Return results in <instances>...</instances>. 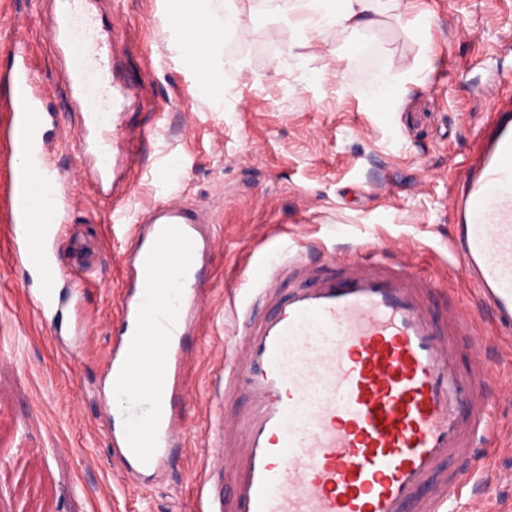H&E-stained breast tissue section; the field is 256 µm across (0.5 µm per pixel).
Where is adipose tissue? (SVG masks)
Instances as JSON below:
<instances>
[{
  "label": "adipose tissue",
  "instance_id": "1",
  "mask_svg": "<svg viewBox=\"0 0 512 512\" xmlns=\"http://www.w3.org/2000/svg\"><path fill=\"white\" fill-rule=\"evenodd\" d=\"M404 0H307L305 9L289 17L288 24L299 34L322 33L328 30H351L375 27L388 18H400ZM171 20L193 14L195 25L177 28L178 47L186 62H194L200 45H207L213 61L208 73L198 82L196 97L219 100L222 93V70L217 63L224 33L239 29L237 7L213 8L211 0H168Z\"/></svg>",
  "mask_w": 512,
  "mask_h": 512
}]
</instances>
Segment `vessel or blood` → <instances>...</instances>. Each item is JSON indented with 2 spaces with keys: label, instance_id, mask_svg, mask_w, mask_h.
Segmentation results:
<instances>
[{
  "label": "vessel or blood",
  "instance_id": "obj_1",
  "mask_svg": "<svg viewBox=\"0 0 512 512\" xmlns=\"http://www.w3.org/2000/svg\"><path fill=\"white\" fill-rule=\"evenodd\" d=\"M67 8L47 36L69 53L62 84L85 106L71 141L79 156L106 160L117 145L124 87L113 78L111 34L82 6ZM0 69L7 121L0 143L7 170L0 209L13 263L35 283L33 311L54 329L86 336L88 321L55 240L70 208L69 182L50 157L56 118L35 75L23 30L11 36ZM463 178L448 190L464 288L496 331L512 335V102L493 105ZM40 177L48 229L34 234L23 191ZM204 219L176 202L154 206L134 224L122 258L123 288L103 358L112 383V446L132 471L151 476L191 428L185 339L202 305L203 259L216 241ZM430 279L381 262L373 250L303 252L265 272L239 326L238 350L224 367V396L245 401L218 418L223 449L199 486L205 512H453L463 492L480 506L477 445L489 402L486 336L449 308L440 327L426 302ZM469 337L472 369L457 367L455 339ZM236 463L222 476L226 446ZM231 494L216 495L221 478Z\"/></svg>",
  "mask_w": 512,
  "mask_h": 512
}]
</instances>
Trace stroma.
I'll list each match as a JSON object with an SVG mask.
<instances>
[{
	"label": "stroma",
	"mask_w": 512,
	"mask_h": 512,
	"mask_svg": "<svg viewBox=\"0 0 512 512\" xmlns=\"http://www.w3.org/2000/svg\"><path fill=\"white\" fill-rule=\"evenodd\" d=\"M242 31L225 35L223 100L196 98L198 77L179 57L165 0H101L112 55L135 93L122 117L125 157L116 191L135 221L161 201L191 204L219 240L204 267L200 327L188 346L195 394L192 439L136 494L112 458L90 386L112 339L123 275L111 202L79 175L70 141L76 117L46 36L49 0H0V62L22 25L32 67L54 89L52 160L71 180L69 222L57 242L64 264L87 266L80 286L90 331L73 365L67 338L35 320L24 272L10 257L0 216V512H195L225 401L222 367L236 342V312L264 269L297 250L385 248L429 277L430 305L471 310L448 252V187L463 175L493 103L512 94V0H410L409 20L332 30L300 42L289 14L304 0H236ZM390 77L387 106L367 90ZM158 127L156 136L142 132ZM490 381L512 384V339L484 312ZM483 453L488 512H512V405L493 401Z\"/></svg>",
	"instance_id": "35a3bbf8"
}]
</instances>
